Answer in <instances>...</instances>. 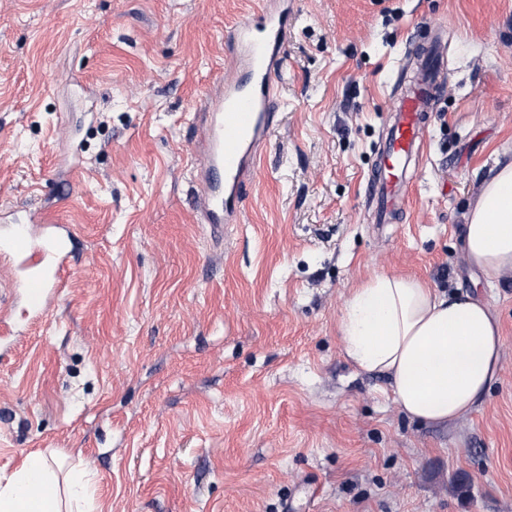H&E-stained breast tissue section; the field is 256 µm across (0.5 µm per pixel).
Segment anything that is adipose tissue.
<instances>
[{
  "mask_svg": "<svg viewBox=\"0 0 512 512\" xmlns=\"http://www.w3.org/2000/svg\"><path fill=\"white\" fill-rule=\"evenodd\" d=\"M468 261L485 274L512 272V160L498 163L469 203ZM342 353L359 371L388 378L411 418L446 424L472 412L501 371L503 338L489 303L381 273L351 289L338 323ZM40 452L0 485V512H86L89 474L72 470L64 491Z\"/></svg>",
  "mask_w": 512,
  "mask_h": 512,
  "instance_id": "1",
  "label": "adipose tissue"
}]
</instances>
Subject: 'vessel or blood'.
Masks as SVG:
<instances>
[{
  "mask_svg": "<svg viewBox=\"0 0 512 512\" xmlns=\"http://www.w3.org/2000/svg\"><path fill=\"white\" fill-rule=\"evenodd\" d=\"M296 8L295 0H264L260 10L226 29L224 42L236 78L213 83L191 114L194 164L190 178L199 187L195 207L201 223L209 225L215 237H223L225 225L238 222L275 128V75ZM444 83L442 62L427 52L415 81L395 98L380 166L367 183L378 220L403 209L409 194L405 174L421 156L422 129ZM41 221L40 214L32 212L0 234V256L11 263L27 311L35 319L65 288L71 258L68 237L55 226H46L42 235L34 234V225Z\"/></svg>",
  "mask_w": 512,
  "mask_h": 512,
  "instance_id": "vessel-or-blood-1",
  "label": "vessel or blood"
}]
</instances>
